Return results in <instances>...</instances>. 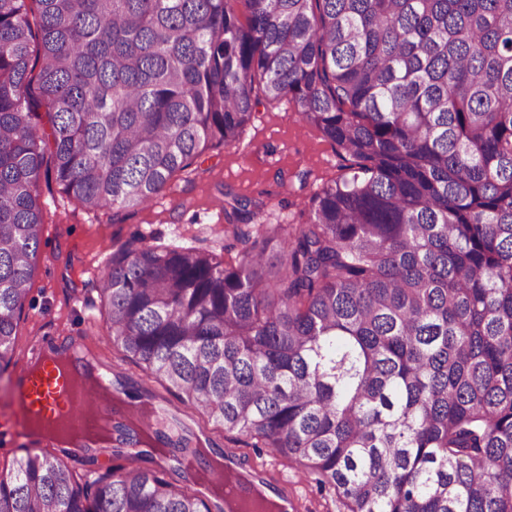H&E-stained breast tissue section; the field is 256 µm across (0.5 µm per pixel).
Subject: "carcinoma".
<instances>
[{
  "mask_svg": "<svg viewBox=\"0 0 512 512\" xmlns=\"http://www.w3.org/2000/svg\"><path fill=\"white\" fill-rule=\"evenodd\" d=\"M285 99L351 174L299 224L225 191L234 254L142 234L113 251L112 347L344 512H512V0H0V369L42 180L134 212ZM218 497L135 463L91 478L47 448L0 472V512L240 508Z\"/></svg>",
  "mask_w": 512,
  "mask_h": 512,
  "instance_id": "carcinoma-1",
  "label": "carcinoma"
}]
</instances>
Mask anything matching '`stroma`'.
<instances>
[{
  "label": "stroma",
  "instance_id": "1",
  "mask_svg": "<svg viewBox=\"0 0 512 512\" xmlns=\"http://www.w3.org/2000/svg\"><path fill=\"white\" fill-rule=\"evenodd\" d=\"M347 166L336 146L303 121L294 103L263 102L256 106L239 147H219L203 155L191 175L177 179L172 191L139 212L117 216L108 210L89 212L62 194L55 182H41L44 230L11 363L0 371V426L14 421L16 374L30 362L33 349L66 336H84L86 351L111 361L109 395L116 403V419H125L131 410H146L145 399L126 395L128 388H141L143 374L131 359L113 349L106 315L95 302V286L106 273L113 251L137 232L159 244L222 249L228 189L250 197L268 194L271 222L296 223L316 186L347 174ZM155 404L167 432L186 436L192 447L232 446L248 468L296 481L297 512H342L330 493L319 490L313 476L301 474L296 463L267 448L231 445L220 430L199 423L174 395L156 399Z\"/></svg>",
  "mask_w": 512,
  "mask_h": 512
}]
</instances>
